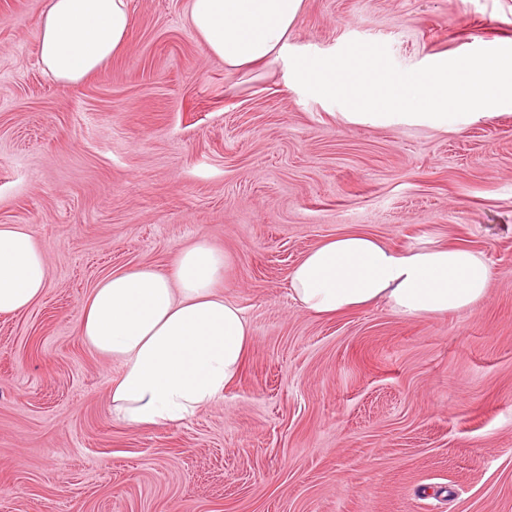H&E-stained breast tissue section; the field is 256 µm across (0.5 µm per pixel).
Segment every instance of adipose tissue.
<instances>
[{
    "mask_svg": "<svg viewBox=\"0 0 512 512\" xmlns=\"http://www.w3.org/2000/svg\"><path fill=\"white\" fill-rule=\"evenodd\" d=\"M303 0H188L184 22L208 55L230 68L278 60ZM132 27L126 0H46L37 19L43 71L61 84L102 72ZM227 258L200 238L170 270L122 268L84 300L77 333L119 367L109 387L112 416L131 427L169 426L223 399L251 344L243 310L217 285ZM491 278L471 249L436 245L398 250L347 233L310 250L291 270L288 291L305 312L330 316L371 304L409 319L481 301ZM49 286L45 247L21 224L0 225V315H14Z\"/></svg>",
    "mask_w": 512,
    "mask_h": 512,
    "instance_id": "1",
    "label": "adipose tissue"
}]
</instances>
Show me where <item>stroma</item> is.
Listing matches in <instances>:
<instances>
[{"label": "stroma", "instance_id": "stroma-1", "mask_svg": "<svg viewBox=\"0 0 512 512\" xmlns=\"http://www.w3.org/2000/svg\"><path fill=\"white\" fill-rule=\"evenodd\" d=\"M45 2L0 0V224L32 231L50 279L0 316V512H512V105L353 123L287 59L208 56L187 0H127L126 48L61 84L38 62ZM354 40L403 71L512 47V0H304L288 51ZM349 232L472 249L487 295L414 319L302 311L292 267ZM202 237L252 329L242 370L188 422L126 426L81 305Z\"/></svg>", "mask_w": 512, "mask_h": 512}]
</instances>
